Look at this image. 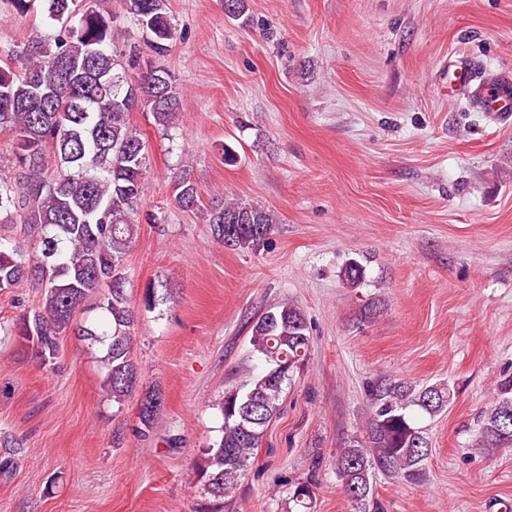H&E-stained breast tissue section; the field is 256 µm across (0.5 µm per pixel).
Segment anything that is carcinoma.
<instances>
[{
	"instance_id": "obj_1",
	"label": "carcinoma",
	"mask_w": 512,
	"mask_h": 512,
	"mask_svg": "<svg viewBox=\"0 0 512 512\" xmlns=\"http://www.w3.org/2000/svg\"><path fill=\"white\" fill-rule=\"evenodd\" d=\"M126 13L150 37V48L165 57L178 39L167 0H124ZM53 34L28 40L0 58V134L11 138L10 174H0V224H20L35 238L25 250L0 237V291L23 282L42 289L39 304L12 323L21 354L52 365L76 311L107 289L99 309L102 331L81 328L92 343H108L101 360L103 388L122 404L136 392L139 368L131 355L136 312L128 294L124 263L137 235L134 216L147 189L146 144L130 128V113L143 108L155 123L172 125L180 110V89L163 65L139 68V51L123 50L114 39L115 17L96 3L42 0ZM14 57L25 67L11 66ZM182 210L198 208L197 185L181 176L173 183ZM209 223L217 240L234 250L255 252L277 224L270 210L227 201ZM250 345L270 368L224 389L220 438L203 449L194 477L213 502L198 512H219L254 464L284 386L308 360L310 324L291 300L266 308L254 321ZM367 417L360 434L336 449L334 469L355 512H383L373 496V479L412 481L421 477L431 451L424 430L406 409L429 415L443 410L448 385L419 390L405 381L379 379L366 386ZM160 392L143 393L138 437L153 433ZM475 446L487 452L512 448V397L485 411ZM288 480L289 500L312 509L316 472Z\"/></svg>"
}]
</instances>
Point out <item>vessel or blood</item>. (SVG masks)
Wrapping results in <instances>:
<instances>
[{
  "label": "vessel or blood",
  "instance_id": "1",
  "mask_svg": "<svg viewBox=\"0 0 512 512\" xmlns=\"http://www.w3.org/2000/svg\"><path fill=\"white\" fill-rule=\"evenodd\" d=\"M455 90L478 98L483 111L496 119L512 117V73L504 71L477 77L469 64H459L453 71Z\"/></svg>",
  "mask_w": 512,
  "mask_h": 512
}]
</instances>
